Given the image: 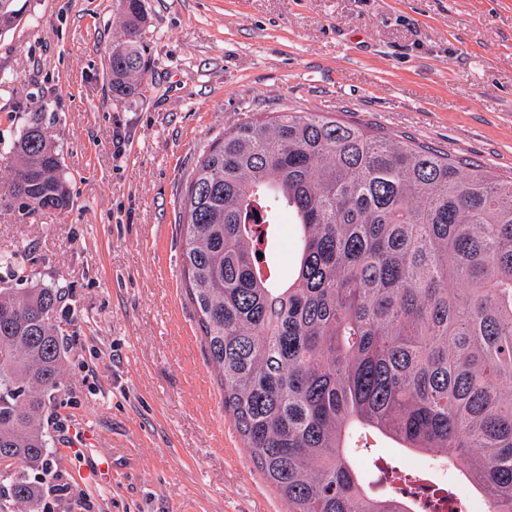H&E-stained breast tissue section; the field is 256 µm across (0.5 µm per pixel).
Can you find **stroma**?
Segmentation results:
<instances>
[{
    "label": "stroma",
    "mask_w": 512,
    "mask_h": 512,
    "mask_svg": "<svg viewBox=\"0 0 512 512\" xmlns=\"http://www.w3.org/2000/svg\"><path fill=\"white\" fill-rule=\"evenodd\" d=\"M148 77L112 91L122 0H29L0 35V185L33 102L72 204L0 202V290L62 291L64 386L40 512H287L209 367L181 190L224 130L288 107L512 176V0H142ZM79 447H71V440Z\"/></svg>",
    "instance_id": "1"
}]
</instances>
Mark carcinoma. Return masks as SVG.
<instances>
[{"mask_svg": "<svg viewBox=\"0 0 512 512\" xmlns=\"http://www.w3.org/2000/svg\"><path fill=\"white\" fill-rule=\"evenodd\" d=\"M122 7L109 85L133 94L147 74L142 0ZM27 12L0 0V35ZM43 112L30 111L0 187L25 214L71 201ZM280 212L296 235L286 282L262 261ZM178 221L224 410L288 512H410L359 479L348 449L366 435L453 460L490 512H512V179L284 108L215 136ZM61 299L0 291V478L20 512H39L51 470L41 420L64 375Z\"/></svg>", "mask_w": 512, "mask_h": 512, "instance_id": "1", "label": "carcinoma"}]
</instances>
